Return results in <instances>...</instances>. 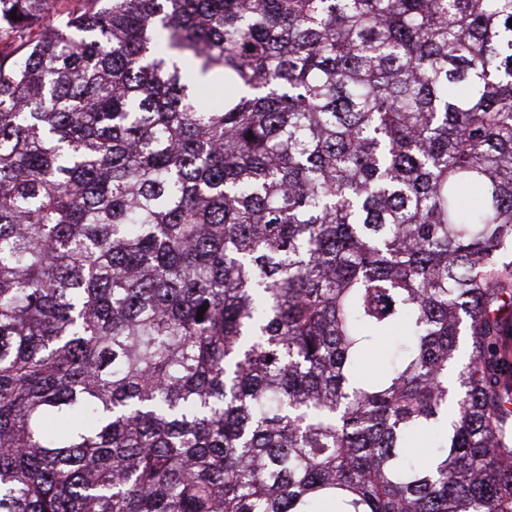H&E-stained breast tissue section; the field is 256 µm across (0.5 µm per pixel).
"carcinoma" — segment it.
Segmentation results:
<instances>
[{"instance_id": "obj_1", "label": "carcinoma", "mask_w": 512, "mask_h": 512, "mask_svg": "<svg viewBox=\"0 0 512 512\" xmlns=\"http://www.w3.org/2000/svg\"><path fill=\"white\" fill-rule=\"evenodd\" d=\"M54 2L0 0V512H512V0Z\"/></svg>"}]
</instances>
